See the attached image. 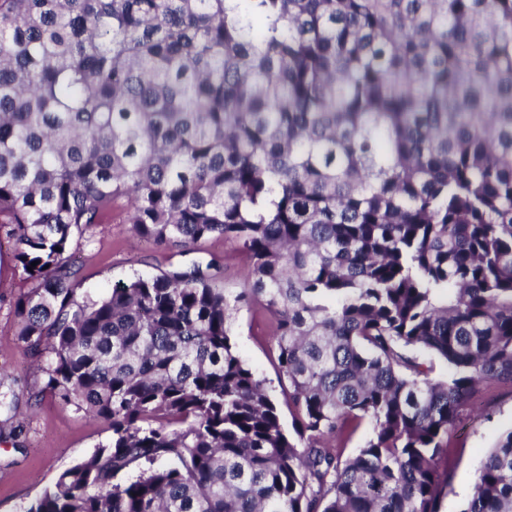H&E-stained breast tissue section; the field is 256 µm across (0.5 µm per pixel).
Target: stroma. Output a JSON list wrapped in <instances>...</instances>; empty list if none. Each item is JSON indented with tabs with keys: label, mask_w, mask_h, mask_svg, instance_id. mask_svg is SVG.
I'll return each mask as SVG.
<instances>
[{
	"label": "stroma",
	"mask_w": 512,
	"mask_h": 512,
	"mask_svg": "<svg viewBox=\"0 0 512 512\" xmlns=\"http://www.w3.org/2000/svg\"><path fill=\"white\" fill-rule=\"evenodd\" d=\"M80 267L79 291L101 295L106 288L134 274H154L186 259H218L225 287H241L248 271L246 256L231 242L207 240L191 254L160 248L135 236L130 225L113 218L89 229L74 248ZM27 287L14 263L12 241L0 231V375L17 380L20 387L38 388L40 374L30 356L13 344L17 318L12 302ZM233 340L247 363L266 378L273 398H280L273 363L274 342L268 319L259 311H241ZM512 428V387L482 390L462 411L449 440L448 486L441 498V512H461L472 493L474 475L500 435ZM106 424L77 413L73 408L44 398L34 409L20 438V448L0 444V512H24L29 502L51 486L56 477L89 457L106 443Z\"/></svg>",
	"instance_id": "stroma-1"
}]
</instances>
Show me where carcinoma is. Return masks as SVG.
<instances>
[{
    "label": "carcinoma",
    "instance_id": "obj_1",
    "mask_svg": "<svg viewBox=\"0 0 512 512\" xmlns=\"http://www.w3.org/2000/svg\"><path fill=\"white\" fill-rule=\"evenodd\" d=\"M115 215L236 243L245 286L213 258L78 294ZM3 227L29 406L112 430L26 512H440L463 408L512 386V0H0ZM462 512H512V429ZM268 330V319L265 314L243 310L238 314L232 337L247 363L266 378L271 395L281 411L285 429L294 436L291 417L280 392L278 375L273 363L274 342L272 336H268Z\"/></svg>",
    "mask_w": 512,
    "mask_h": 512
}]
</instances>
